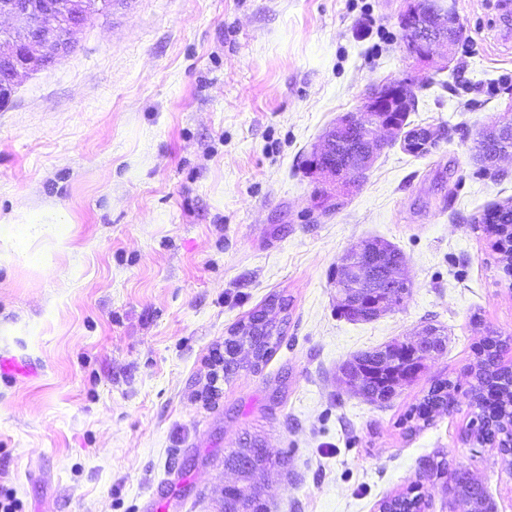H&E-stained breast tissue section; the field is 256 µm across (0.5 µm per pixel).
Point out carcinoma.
<instances>
[{"label":"carcinoma","instance_id":"obj_1","mask_svg":"<svg viewBox=\"0 0 512 512\" xmlns=\"http://www.w3.org/2000/svg\"><path fill=\"white\" fill-rule=\"evenodd\" d=\"M512 148V140L499 146L478 144L476 149L484 164L483 172L488 173L492 166L488 157L496 149ZM487 224L498 227L499 242L502 244L500 261L512 260V206L494 207L487 211ZM366 246L384 247L379 253V267L405 266L403 254L394 246L372 239ZM380 296L367 294L357 303L351 299L345 306H336L338 315L352 322H370L377 318L371 305L379 301ZM279 303L282 310H287L285 299L273 295L259 310L251 313L247 319L239 322L224 339V377L235 374L242 364L239 354L245 348L254 353L251 367L259 371L271 359L281 342L284 322L273 323L267 318L268 309ZM512 338L502 337L495 331H488L477 349L478 360L472 385L473 402L471 403V421L485 420V426L479 429L482 440L501 441L512 430V372L502 367L501 352ZM428 360L420 350L414 348L411 341H395L383 347L361 351L343 362L338 368V381L346 390L352 391L365 401L384 405L389 403L406 384L413 382L422 372ZM453 386L448 379L436 382L416 408L417 419L428 422L433 414L447 411L452 407ZM251 463L248 472L241 476V481L232 488L222 491L224 512H267V503L263 490L254 481L258 473L273 469H287L288 459L277 461L264 456L258 437L246 435L238 440V447L224 455V467L235 469L242 461ZM433 475L447 478L450 504L466 507V512H490L493 508L491 496L485 484L472 476L463 467H449L448 461L441 459L432 468ZM379 507L397 508L401 512H423L428 507L424 494L419 487L413 486L391 498L383 500Z\"/></svg>","mask_w":512,"mask_h":512}]
</instances>
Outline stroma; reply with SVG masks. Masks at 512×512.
<instances>
[{
	"label": "stroma",
	"mask_w": 512,
	"mask_h": 512,
	"mask_svg": "<svg viewBox=\"0 0 512 512\" xmlns=\"http://www.w3.org/2000/svg\"><path fill=\"white\" fill-rule=\"evenodd\" d=\"M404 0H120L0 108V487L22 512H221L224 452L262 437L288 473L270 512H378L447 459L512 512V467L468 434L473 348L512 336V279L477 227L512 202V157L475 142L512 99V8L456 0L465 34L425 63L401 48ZM412 77L428 152L377 157L339 206L311 160L338 116ZM400 249L407 300L370 322L336 313L341 258ZM50 262L52 278L38 266ZM289 302L261 371L211 378V355L270 296ZM428 324L448 347L379 407L342 387L353 355ZM455 408L410 430L437 381Z\"/></svg>",
	"instance_id": "obj_1"
}]
</instances>
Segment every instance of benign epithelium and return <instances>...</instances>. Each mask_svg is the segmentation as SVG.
Segmentation results:
<instances>
[{"label":"benign epithelium","instance_id":"benign-epithelium-1","mask_svg":"<svg viewBox=\"0 0 512 512\" xmlns=\"http://www.w3.org/2000/svg\"><path fill=\"white\" fill-rule=\"evenodd\" d=\"M113 0H0V106L7 104L18 79L39 70L66 54L71 35L94 15L112 10ZM402 49L418 62H426L440 44L452 50L464 38V29L455 9V0H406L401 14ZM412 83L406 77L373 89L357 113L337 119L331 133L314 154L312 169L321 178L334 177L343 190L356 186L382 150L401 136V113L410 110L404 88ZM512 131V108L482 133L484 140H505ZM362 135L360 147L350 149L345 166L321 163V158L339 145L352 144L355 134ZM366 247L349 253L341 261L342 278L361 287L372 277L371 261L363 258ZM392 284L388 292L404 298L411 293L405 273L386 270Z\"/></svg>","mask_w":512,"mask_h":512}]
</instances>
